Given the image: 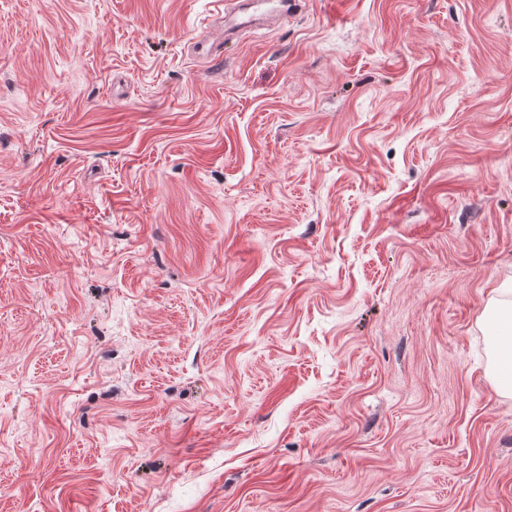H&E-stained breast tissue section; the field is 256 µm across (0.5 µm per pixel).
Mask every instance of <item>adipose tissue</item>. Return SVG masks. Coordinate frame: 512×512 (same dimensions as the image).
<instances>
[{
	"instance_id": "obj_1",
	"label": "adipose tissue",
	"mask_w": 512,
	"mask_h": 512,
	"mask_svg": "<svg viewBox=\"0 0 512 512\" xmlns=\"http://www.w3.org/2000/svg\"><path fill=\"white\" fill-rule=\"evenodd\" d=\"M483 317L496 327L490 368L495 389L500 394L512 395V289H494Z\"/></svg>"
}]
</instances>
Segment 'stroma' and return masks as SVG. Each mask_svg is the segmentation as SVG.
<instances>
[{"label": "stroma", "instance_id": "stroma-1", "mask_svg": "<svg viewBox=\"0 0 512 512\" xmlns=\"http://www.w3.org/2000/svg\"><path fill=\"white\" fill-rule=\"evenodd\" d=\"M218 7L0 0V512H512V0ZM271 2H278L273 4ZM300 0H252L249 2L252 11L237 19L236 26L238 29H246L251 27L257 20V16L269 9H277L283 15H291L300 5ZM483 320L496 326L491 336L493 362L490 368L495 389L512 395V289L495 288L483 312Z\"/></svg>", "mask_w": 512, "mask_h": 512}]
</instances>
